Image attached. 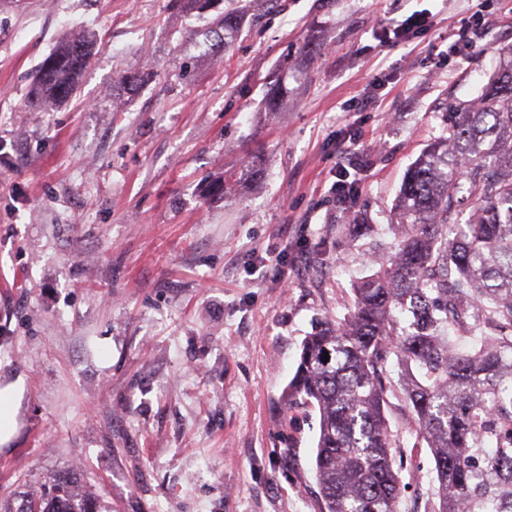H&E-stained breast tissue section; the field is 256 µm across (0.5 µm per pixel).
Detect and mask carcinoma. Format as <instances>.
<instances>
[{
  "label": "carcinoma",
  "instance_id": "obj_1",
  "mask_svg": "<svg viewBox=\"0 0 512 512\" xmlns=\"http://www.w3.org/2000/svg\"><path fill=\"white\" fill-rule=\"evenodd\" d=\"M180 2L204 14L224 0ZM243 24L234 7L218 12L207 53L230 51ZM92 44L90 35L68 39L41 62L35 105L77 94ZM147 78L121 75L130 95ZM392 229L395 250L371 251L375 270L354 285L349 315L305 336L284 392L286 408L319 412L323 512H399L385 415L398 389L433 456L438 512H512V49L476 100L450 109L448 135L408 172ZM16 512L98 509L63 474Z\"/></svg>",
  "mask_w": 512,
  "mask_h": 512
}]
</instances>
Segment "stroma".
<instances>
[{"instance_id":"35a3bbf8","label":"stroma","mask_w":512,"mask_h":512,"mask_svg":"<svg viewBox=\"0 0 512 512\" xmlns=\"http://www.w3.org/2000/svg\"><path fill=\"white\" fill-rule=\"evenodd\" d=\"M235 3L210 59L174 0H0V382L25 379L0 512L58 473L100 512H321L319 415L281 403L301 342L371 272L351 226L393 245L407 171L512 47V0ZM88 31L76 96L30 108ZM123 70L152 78L130 97ZM388 419L399 512H436L429 450ZM244 15L235 7L218 11L211 21L209 35H213L214 43H211L206 51L214 56L225 55L234 46L235 38L244 24Z\"/></svg>"}]
</instances>
